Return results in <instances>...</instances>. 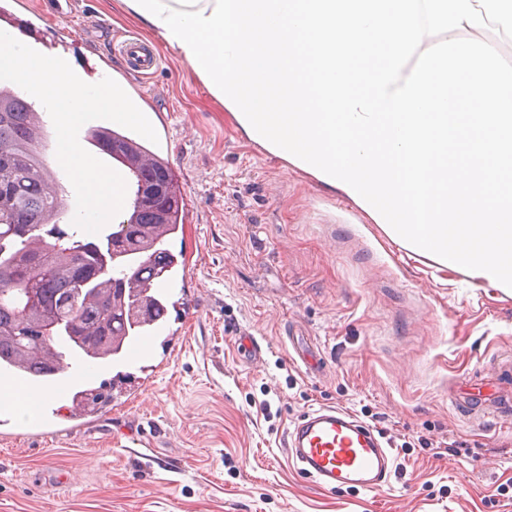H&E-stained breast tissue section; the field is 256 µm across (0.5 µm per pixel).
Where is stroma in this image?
Masks as SVG:
<instances>
[{"label": "stroma", "mask_w": 512, "mask_h": 512, "mask_svg": "<svg viewBox=\"0 0 512 512\" xmlns=\"http://www.w3.org/2000/svg\"><path fill=\"white\" fill-rule=\"evenodd\" d=\"M45 37L65 27L81 68L86 42L107 77L164 123L154 150L182 186L186 219L166 243L196 271L176 356L126 386L105 412L57 434L0 426V512H512V420L471 414L468 380L512 387V291L405 249L311 176L243 138L178 55L149 78L114 49L152 40L117 0H29ZM245 330L260 357L238 350ZM314 345L320 370L293 353ZM270 411H263L262 402ZM323 405L380 424L396 457L381 492L328 491L293 469L287 431Z\"/></svg>", "instance_id": "obj_1"}]
</instances>
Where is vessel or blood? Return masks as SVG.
I'll return each mask as SVG.
<instances>
[{
	"label": "vessel or blood",
	"instance_id": "obj_1",
	"mask_svg": "<svg viewBox=\"0 0 512 512\" xmlns=\"http://www.w3.org/2000/svg\"><path fill=\"white\" fill-rule=\"evenodd\" d=\"M118 52L130 69L150 75L158 67L153 53L137 38L123 40ZM166 327L155 321L126 344L124 364L141 363L147 352V338L161 335ZM104 363H91L74 354H66L64 367L57 380L49 384H23L18 371L0 369V389L26 385L36 399V409L11 405L0 407V423L8 425L19 418L40 422L50 401L71 398L74 391L93 387ZM287 455L297 471L306 479L331 491H380L388 485L395 466L391 444L373 426L351 412L325 405L302 415L286 437Z\"/></svg>",
	"mask_w": 512,
	"mask_h": 512
}]
</instances>
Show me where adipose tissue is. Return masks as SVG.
Listing matches in <instances>:
<instances>
[{"label": "adipose tissue", "mask_w": 512, "mask_h": 512, "mask_svg": "<svg viewBox=\"0 0 512 512\" xmlns=\"http://www.w3.org/2000/svg\"><path fill=\"white\" fill-rule=\"evenodd\" d=\"M248 141L512 289V0H120Z\"/></svg>", "instance_id": "obj_1"}]
</instances>
